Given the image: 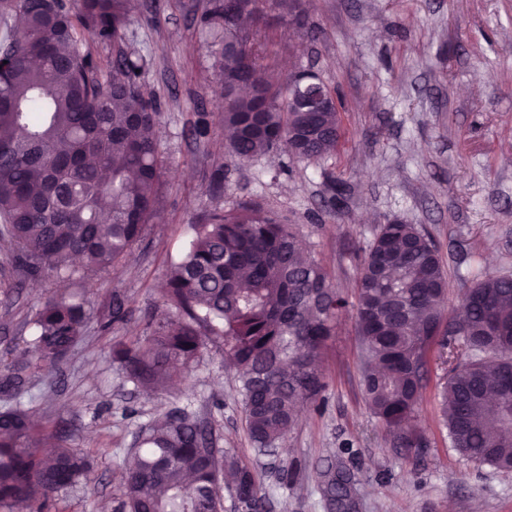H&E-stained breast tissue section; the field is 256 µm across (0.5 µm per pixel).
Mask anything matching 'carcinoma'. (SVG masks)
I'll list each match as a JSON object with an SVG mask.
<instances>
[{"instance_id":"1","label":"carcinoma","mask_w":512,"mask_h":512,"mask_svg":"<svg viewBox=\"0 0 512 512\" xmlns=\"http://www.w3.org/2000/svg\"><path fill=\"white\" fill-rule=\"evenodd\" d=\"M126 0H0V233L16 244L15 267L30 279L71 278L120 262L155 215L162 173L159 112L145 96L143 64L125 51L112 78L87 51L114 45L128 23ZM302 0H212L205 27L220 35V76L229 96L222 119L240 161L287 148L294 158L335 153L344 138L342 102L303 112L288 88H273L248 46L242 19L260 30L301 23ZM109 215L101 217L102 204ZM188 249L170 265L164 306L175 318L145 322L144 335L112 349V362L138 388L192 371L204 338L222 343L235 371L246 427L257 448H273L303 405L327 387L322 355L336 318L352 308L367 409L390 443L422 455L414 427L432 366L447 367L443 414L462 455L512 470V428L502 397H512V277L489 276L459 290L465 315L435 335L448 304V278L431 237L398 220L379 225L359 268L355 302L333 287L288 225L251 205L215 210L191 225ZM86 301L47 298L33 321L31 357L0 377L18 394L26 376L64 356L88 323ZM214 426L180 406L137 438L125 473L127 512H265L253 466L215 447ZM348 448L319 470L326 512H352ZM94 481V460L45 441L22 404L0 411V509L66 512L59 493Z\"/></svg>"}]
</instances>
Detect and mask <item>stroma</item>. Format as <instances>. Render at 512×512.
Returning <instances> with one entry per match:
<instances>
[{"mask_svg":"<svg viewBox=\"0 0 512 512\" xmlns=\"http://www.w3.org/2000/svg\"><path fill=\"white\" fill-rule=\"evenodd\" d=\"M207 0H135L123 47L143 58L141 81L159 104L158 146L173 162L157 213L114 267L70 280L24 279L0 236V362L32 340L44 298L85 295L83 340L33 376L21 397L52 442L90 452L96 482L65 493L69 512H119V464L139 432L171 406L212 422L217 445L254 465L266 512H324L315 475L343 443L357 452L360 512H512V471L468 460L451 445L431 374L415 423L429 448L399 455L367 410L353 313H344L325 349L327 388L305 406L277 447L251 443L236 382L208 345L190 377L145 392L112 363V349L141 335L161 309L171 258L189 227L214 208L247 203L290 225L345 297H353L362 247L378 225H418L436 243L448 273V312L465 285L512 275V0H303V25H275L256 38L272 80L314 67L339 92L346 143L314 161L269 154L238 162L220 119L224 85L216 48L202 23ZM208 130L197 136L199 116ZM233 184L218 191L219 177ZM343 180L340 207L331 180ZM129 310L110 320L112 297ZM298 481L281 485L283 466Z\"/></svg>","mask_w":512,"mask_h":512,"instance_id":"obj_1","label":"stroma"}]
</instances>
